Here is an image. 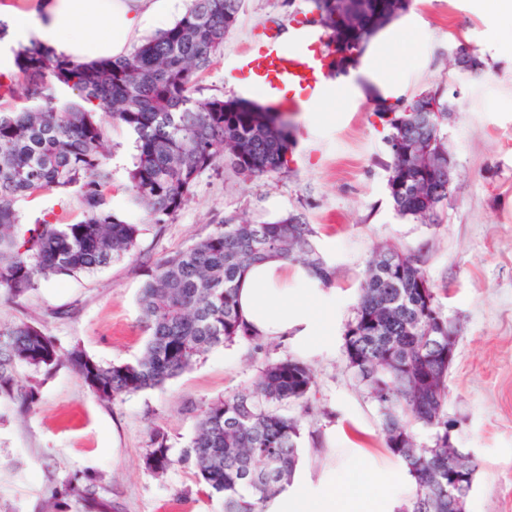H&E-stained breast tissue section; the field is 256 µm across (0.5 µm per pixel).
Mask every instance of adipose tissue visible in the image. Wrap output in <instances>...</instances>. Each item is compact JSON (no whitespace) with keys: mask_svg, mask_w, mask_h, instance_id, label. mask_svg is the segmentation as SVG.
<instances>
[{"mask_svg":"<svg viewBox=\"0 0 512 512\" xmlns=\"http://www.w3.org/2000/svg\"><path fill=\"white\" fill-rule=\"evenodd\" d=\"M172 0H34L29 11L0 16L7 34L0 38V74L12 71L11 50L37 44L77 62L102 54L128 55L133 39L145 28L165 26ZM421 26L415 17L382 30L366 49L356 74L333 81L330 97L387 99L401 85V57L392 47L410 49ZM239 308L250 329L266 339L299 344L324 335L318 309L335 310L336 295L306 267L271 259L242 277ZM404 491L394 472L348 463L341 473L306 474L283 492L268 512H393Z\"/></svg>","mask_w":512,"mask_h":512,"instance_id":"ef3b65f1","label":"adipose tissue"}]
</instances>
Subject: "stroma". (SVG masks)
<instances>
[{"label": "stroma", "mask_w": 512, "mask_h": 512, "mask_svg": "<svg viewBox=\"0 0 512 512\" xmlns=\"http://www.w3.org/2000/svg\"><path fill=\"white\" fill-rule=\"evenodd\" d=\"M306 0H245L240 26L196 81L203 95L230 99L225 67L260 24L285 29L305 15ZM422 25L419 62L402 95L443 83L454 114L448 148L456 161L453 193L435 224L399 218L387 187L386 135L371 100L328 103L327 119L308 125L291 114L294 148L286 168L246 179L227 164L203 173L186 205L165 224H147L127 205L133 166L129 131L102 124L109 139L112 206L139 225L135 248L92 274L58 276L21 297L0 293V327L33 322L61 353L77 349L103 364L134 361L145 336L138 297L151 264L206 237L229 219L260 224L303 214L318 250L335 269L336 313L328 336L300 351L281 341L214 348L164 386L111 402L98 399L68 364L36 374L40 396L20 415L0 403V512H43L54 486L89 475L109 512H222L191 467L174 464L158 477L145 466L150 449L178 456L205 406L249 388L264 363L293 356L315 376L312 411L302 420L299 471L316 472L357 457L398 471L380 436V414L350 370L343 332L354 317L365 267L380 245L417 257L458 330L448 373V417L457 447L478 464L466 512H512V30L476 0H413ZM465 45L483 62L462 72L450 54ZM25 222L52 211L65 221L81 212L75 192L19 201Z\"/></svg>", "instance_id": "stroma-1"}]
</instances>
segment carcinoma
Returning a JSON list of instances; mask_svg holds the SVG:
<instances>
[{
  "mask_svg": "<svg viewBox=\"0 0 512 512\" xmlns=\"http://www.w3.org/2000/svg\"><path fill=\"white\" fill-rule=\"evenodd\" d=\"M411 0H310L315 23L331 32L340 62L360 56L375 32L409 8ZM244 0H191L162 33L126 56L76 63L48 48L15 51L17 79L0 84V292L20 297L54 276L89 273L130 253L140 233L116 215L112 171L100 115L135 135L128 173L130 203L152 224H165L188 202L198 177L221 162L246 178L281 170L291 149L288 115L247 101L195 95L194 82L237 26ZM62 84L78 100L60 99ZM388 128L389 195L396 214L420 224L438 222L448 202V139L453 112L445 87L431 85L410 99L374 108ZM74 190L81 218L63 223L48 215L21 229L17 202ZM316 231L301 214L253 224L218 226L184 251L147 271L138 299L146 335L133 363L103 365L79 351L69 360L91 391L116 400L165 384L215 347L253 341L237 305L238 282L271 257L300 263L323 285L334 269L317 250ZM448 322L417 260L389 246L375 249L365 270L354 318L344 331L348 367L382 417L384 447L404 466L415 492L399 512H450L448 462L465 475L470 493L477 465L448 444ZM60 350L40 327L20 322L0 328V401L32 408L38 388L17 376L26 366L50 374ZM315 377L306 362L285 357L266 363L251 388L210 403L177 459L150 450L145 464L157 474L174 463L191 466L224 512H267L293 481L302 418ZM297 405L300 415L286 413ZM431 431L422 445L413 432ZM87 488L67 480L52 494L53 512Z\"/></svg>",
  "mask_w": 512,
  "mask_h": 512,
  "instance_id": "1",
  "label": "carcinoma"
}]
</instances>
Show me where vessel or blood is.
<instances>
[{"instance_id":"b4317fda","label":"vessel or blood","mask_w":512,"mask_h":512,"mask_svg":"<svg viewBox=\"0 0 512 512\" xmlns=\"http://www.w3.org/2000/svg\"><path fill=\"white\" fill-rule=\"evenodd\" d=\"M295 28L300 36L292 43L283 42L272 29L259 30L227 69L229 79L266 88L274 106L290 113L302 111L307 99L338 76L330 32H314L302 20Z\"/></svg>"}]
</instances>
